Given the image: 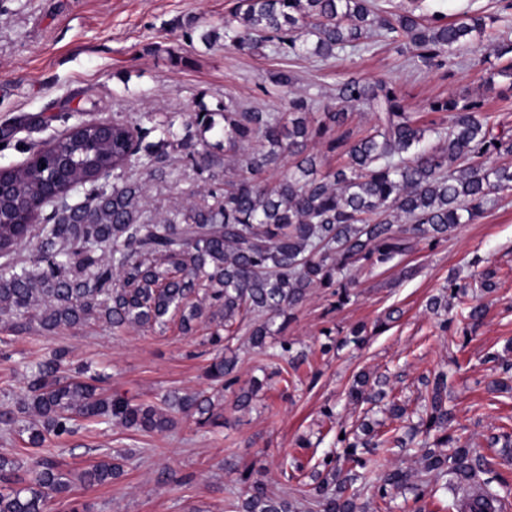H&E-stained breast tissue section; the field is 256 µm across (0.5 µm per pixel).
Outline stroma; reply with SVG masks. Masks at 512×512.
Instances as JSON below:
<instances>
[{
  "instance_id": "35a3bbf8",
  "label": "stroma",
  "mask_w": 512,
  "mask_h": 512,
  "mask_svg": "<svg viewBox=\"0 0 512 512\" xmlns=\"http://www.w3.org/2000/svg\"><path fill=\"white\" fill-rule=\"evenodd\" d=\"M236 0H0V167H16L32 152L59 138L68 116L86 121L122 119L141 126L175 119L181 135L201 136L195 112L218 111L225 98L248 108L282 112L288 94L275 87L273 73L292 71L297 93L334 101L336 85L354 74L383 78L397 89L410 112L455 96H477L484 111L512 114V85L494 77L498 40L486 33L477 47L463 51L452 71L418 69L408 54L384 44L374 51L339 59L251 54L206 40L221 31ZM394 10H415L431 20H456L459 13L499 14L502 0H390ZM125 176L144 185L141 207L160 218L202 202L209 172L186 169L180 152H170L167 176L156 181L141 168ZM497 270V288L469 297L487 311L476 326L452 322L448 333L427 309L449 277L472 281L474 258ZM350 299L337 305L314 289L293 312L284 337L301 358L287 379L277 361L259 354L239 331L229 344L238 357L241 382L266 378L249 409L233 406L225 393L220 423L201 428L176 417L173 427L143 434L115 424L82 425L75 434L46 442L64 470L77 472L109 448H131L123 477L106 485H74L71 497L87 512H229L240 475L258 463V479L270 491L300 500L304 478L293 460L322 459L333 450L340 427L362 420L382 422L383 406L367 409L348 402L356 374L387 377L410 422L428 390L422 379L448 373L451 436H463L492 463L488 477L512 499V463L502 462L491 436L512 432V195H494L480 216L460 225L436 245L419 242L401 267L352 270ZM365 325L364 341L346 336ZM199 336L167 329L112 330L91 320L47 338L37 330H0V409L27 390L26 365L68 350L72 365L105 375L104 389L137 402H153L169 391L209 389ZM310 447H300V439Z\"/></svg>"
}]
</instances>
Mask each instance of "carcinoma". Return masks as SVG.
Listing matches in <instances>:
<instances>
[{
    "label": "carcinoma",
    "instance_id": "carcinoma-1",
    "mask_svg": "<svg viewBox=\"0 0 512 512\" xmlns=\"http://www.w3.org/2000/svg\"><path fill=\"white\" fill-rule=\"evenodd\" d=\"M500 21L499 15L464 13L450 23L427 22L411 11L382 9L374 0H237L224 19V46L328 60L403 37L415 65L449 69L462 49ZM272 79L288 89L286 111L244 108L229 99L220 112L224 153L239 158L236 177L213 181L212 202L161 220L144 217L143 186L124 179L126 168L137 165L162 177L171 150L183 152L193 170L220 166L207 141L196 145L179 137L172 119L151 128L112 120L105 132L96 124L80 125L57 147L39 149L26 163L5 170L12 188L0 196L1 255L24 242L32 210L62 200L46 216L28 264L0 265V314L11 318L8 329L34 327L51 337L96 319L114 330H162L176 317L185 335L193 334L197 323H208L206 343L218 350L247 319L249 342L264 353L267 338L287 327L290 311L313 289L330 291L342 305L350 296L343 279L351 268H395L417 240L446 239L458 225L470 223L490 195L512 193V163L485 167L494 154L512 155V134L481 111L478 98L451 95L425 112H407L389 82L350 76L338 84L336 102L315 112L292 90L289 71ZM351 108L370 113V126L361 134L347 128ZM153 132L156 141L145 142ZM321 142L325 152L313 151ZM270 172L279 173L273 182L266 178ZM470 287L448 283L459 299L460 320L476 324L484 305L466 301ZM65 359L66 352L56 350L32 366L26 394L0 411V424H23L33 447L73 433L81 419L155 433L171 428L177 412L213 425L220 417L215 400L224 391L233 390L234 405L242 410L262 388L254 380L234 389L237 359L218 355L207 368L219 386L215 394H168L158 403H136L100 387L102 374L88 376L84 369L63 374ZM368 383L359 376L350 400L387 398L383 391L367 390ZM388 405L399 425L383 434L368 424L359 433L340 430L344 438L336 443L353 467H341L332 452L312 466L304 496L318 512H359L355 484L366 479L370 460L357 449L369 447L373 438L387 452L423 449L421 463L436 484L416 494L415 512H500L502 498L490 480L461 486L485 472L488 461L468 442L448 435L446 373L435 376L418 425L404 423V409L395 401ZM30 416L39 422L26 423ZM448 446L452 454L440 452ZM135 454L133 448L106 453L74 475L49 453L27 470L1 453L0 512H80L70 500L73 484L110 482L123 473L122 461ZM252 475L247 469L233 512H296ZM407 485L409 475L399 469L379 472L380 512H389L391 491Z\"/></svg>",
    "mask_w": 512,
    "mask_h": 512
}]
</instances>
